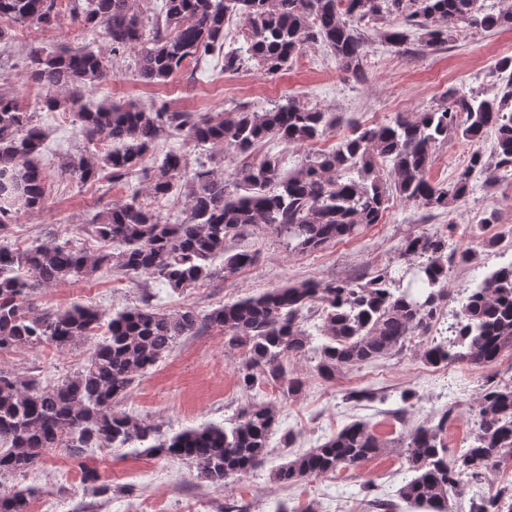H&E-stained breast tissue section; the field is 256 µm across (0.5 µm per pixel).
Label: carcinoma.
Returning <instances> with one entry per match:
<instances>
[{
	"label": "carcinoma",
	"instance_id": "cac0c4a2",
	"mask_svg": "<svg viewBox=\"0 0 512 512\" xmlns=\"http://www.w3.org/2000/svg\"><path fill=\"white\" fill-rule=\"evenodd\" d=\"M78 24L101 28L110 54L65 46L27 56L29 76L46 89L37 102L47 112L75 117L84 134L82 150L63 162L64 173L82 184L109 170L112 181L146 177L147 192L164 198L188 191L189 215L179 224L163 220L134 188L127 199L99 211L86 231L112 243L93 255L69 238H53L25 248L0 245V351L50 344L63 350L90 344L87 363L51 389L37 375L0 371V472L26 473L51 448H141L159 458L194 463L210 483L243 475L266 459L278 425L271 402H249L230 426L206 425L168 432L155 422L112 410L136 380L162 361L177 341L210 329L241 351L240 387L254 391L275 386L283 396L298 395L301 378L288 376V363L310 350L317 371L332 380L401 351L409 339L427 333L438 320L449 268L466 264L471 251H448V231L408 233L400 256L415 258L409 276H394L390 265H371L362 277L319 283L284 284L221 305L206 314L184 307L168 314L149 294L109 320L86 304L27 308L38 287L80 280L105 268L135 281L146 275L183 293L221 271L234 274L258 261V253H227L224 241L253 228H272L288 248L317 250L333 241L352 240L380 223L390 190L400 200L446 212L465 200L477 181L496 186L512 172V56L492 70L493 90L449 87L439 103L416 116L397 114L385 123L358 126L335 147L309 154L292 173L279 154L257 157L258 147L274 141L308 144L326 136L336 114L294 97L266 112L235 109L234 115L175 112L165 104L150 110L124 103H82L84 90L105 80L113 59L132 48L140 81H166L181 67L224 50V70L235 72L255 61L270 74L293 62L309 43H323L342 68L364 77V41L359 29L391 14L423 31V46L437 50L453 33L468 29L512 28V7L490 11L485 0H162L150 20L133 0H0V18L47 27L59 6ZM245 24L244 44L224 47L230 20ZM35 111L0 93V228L18 214L43 208L45 175L39 165L43 130ZM194 145L213 144L243 158L226 178L204 164L188 169L182 154H169L149 170L143 161L164 133ZM494 134L491 159L471 153L453 182H433L428 170L433 151L459 135L473 145ZM391 163L394 188L381 169ZM317 309L323 341L312 347L307 314ZM452 335L429 346L424 359L490 367L512 352V266L489 273L482 288L467 297ZM450 412L438 424L420 426L401 442L411 478L398 497L411 509L447 512L448 499L475 483L488 464L512 460V384L488 387L476 410L474 444L448 458L444 433ZM382 441L364 421H353L318 447L282 464L275 476L297 484L341 468H353L380 454ZM30 488L0 495V512H30ZM471 512H512V488L472 501Z\"/></svg>",
	"mask_w": 512,
	"mask_h": 512
}]
</instances>
